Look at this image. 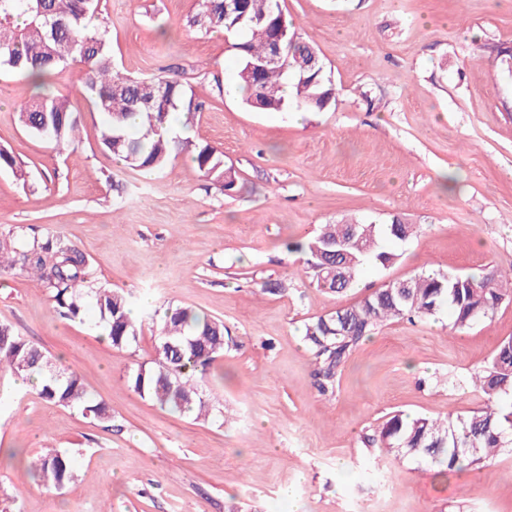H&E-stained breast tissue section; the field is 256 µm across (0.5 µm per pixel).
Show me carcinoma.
I'll use <instances>...</instances> for the list:
<instances>
[{
  "mask_svg": "<svg viewBox=\"0 0 512 512\" xmlns=\"http://www.w3.org/2000/svg\"><path fill=\"white\" fill-rule=\"evenodd\" d=\"M224 2L198 0L187 26L205 32L226 29L231 20L224 17ZM98 7L99 0H0V71L25 76L41 87L57 68L80 66L82 95L105 116L101 133L105 150L145 172L161 171L172 156L188 151L202 177L233 190L236 172L224 164L221 150L197 145L167 125L173 112L182 113L189 122L198 110L186 86L163 73L142 78L120 74L109 31L102 25L88 27ZM247 7L246 18L233 29L239 55L237 79L248 90L246 103L263 112L324 110L335 99L336 89L323 62L311 65L317 56L314 47L302 40L291 20L280 18V0H247ZM283 23L287 37L280 42L281 60L255 73L250 66L268 57L273 31ZM286 84L292 88L288 98L283 95ZM18 120L31 134L71 154L77 152L80 123L70 98L41 93L20 108ZM413 235L414 225L398 216L389 224L351 219L326 224L310 238L298 236L286 248L301 256L305 273L318 287L341 294L353 286L364 265L386 268L396 263L399 254L382 249V240L405 242ZM17 272L37 277L57 317L80 321L91 301L112 348L124 351L138 346L141 327L130 315L132 295L99 285L88 259L66 236L30 234L25 227L0 234V275ZM404 282L405 288L395 282L385 284L358 303L305 325L303 340L315 360L320 393L334 392L352 353L388 321L428 319L446 309L451 328L462 331L491 317L506 298H512V268H492L479 275L421 272ZM148 319L154 332L153 366L127 372L129 388L197 420L218 415L221 409L207 396L203 383L214 361L232 344L224 321L190 307H169ZM0 372L37 376L40 399L78 409L101 423L112 421V411L89 396L76 372L54 368L45 352L7 322H0ZM472 382L486 397L481 408L457 420L395 412L365 437L366 446L424 462L442 477L482 469L498 450L512 448V337L498 344ZM30 465L39 480L55 490L75 476L73 458L53 448Z\"/></svg>",
  "mask_w": 512,
  "mask_h": 512,
  "instance_id": "carcinoma-1",
  "label": "carcinoma"
}]
</instances>
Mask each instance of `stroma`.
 I'll return each mask as SVG.
<instances>
[{
  "instance_id": "obj_1",
  "label": "stroma",
  "mask_w": 512,
  "mask_h": 512,
  "mask_svg": "<svg viewBox=\"0 0 512 512\" xmlns=\"http://www.w3.org/2000/svg\"><path fill=\"white\" fill-rule=\"evenodd\" d=\"M197 0H101L99 20L126 75L176 73L202 107L193 143L224 152V192L190 155L159 173L129 168L100 144L103 116L82 109L77 156L24 131L35 91L0 74V148L26 174L0 171V232L65 235L98 281L166 309L222 319L233 339L206 391L223 421L197 422L133 393L127 369L153 358L150 322L135 352L112 349L94 317L58 318L37 281L0 277V321L77 372L111 422L19 391L0 377V510L9 512H512V448L476 472L435 477L363 439L395 411L443 418L484 404L471 377L512 336V300L454 332L447 312L379 328L344 365L334 392L315 385L305 322L422 270L512 266V0H282L336 87L295 123L234 91L232 38L185 28ZM452 182H445V174ZM416 227L343 294L317 288L287 241L344 217ZM282 289L267 293L266 284ZM68 451L63 490L28 461Z\"/></svg>"
}]
</instances>
